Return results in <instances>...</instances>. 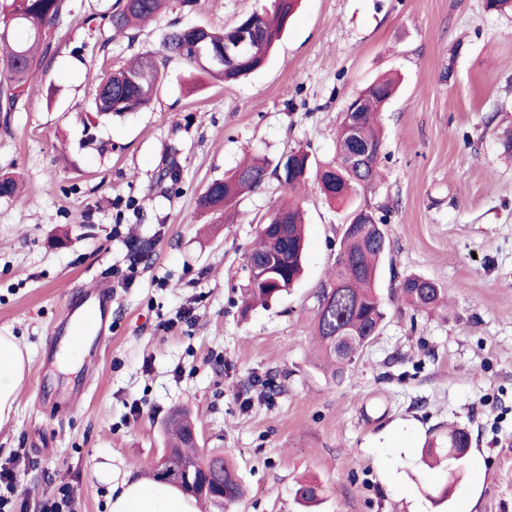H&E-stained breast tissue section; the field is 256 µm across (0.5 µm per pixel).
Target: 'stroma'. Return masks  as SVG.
Here are the masks:
<instances>
[{
    "label": "stroma",
    "mask_w": 512,
    "mask_h": 512,
    "mask_svg": "<svg viewBox=\"0 0 512 512\" xmlns=\"http://www.w3.org/2000/svg\"><path fill=\"white\" fill-rule=\"evenodd\" d=\"M115 0H67L47 63L0 112V332L31 363L0 463L14 461L26 512L66 485L74 512H108L102 467L147 471L176 407L200 444L224 452L246 488L209 512H303L298 480L321 483L317 512H512V12L485 0H299L267 65L223 84L173 58L150 108L99 119V79L158 49L175 27L221 29L270 0H170L138 29L104 22ZM401 83L384 108L382 177L337 203L309 181L301 280L268 307L242 312L246 255L271 205L274 176L234 222L205 213L206 186L245 158L276 163L303 148L336 151V121L377 77ZM178 184L164 180L167 167ZM386 214L378 284L386 319L343 379L313 341L317 294L349 212ZM148 241L128 274L130 239ZM420 275L448 291L417 312L395 292ZM113 286L110 338L60 368L51 332L71 296ZM272 388H264L265 380ZM471 435L460 479L419 462L428 432Z\"/></svg>",
    "instance_id": "35a3bbf8"
}]
</instances>
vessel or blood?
Instances as JSON below:
<instances>
[{"mask_svg":"<svg viewBox=\"0 0 512 512\" xmlns=\"http://www.w3.org/2000/svg\"><path fill=\"white\" fill-rule=\"evenodd\" d=\"M111 303V288L107 281H99L94 289L70 301L67 314L53 330L54 335L80 342L90 336H104Z\"/></svg>","mask_w":512,"mask_h":512,"instance_id":"obj_1","label":"vessel or blood"}]
</instances>
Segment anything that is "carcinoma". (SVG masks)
<instances>
[{"label": "carcinoma", "instance_id": "1", "mask_svg": "<svg viewBox=\"0 0 512 512\" xmlns=\"http://www.w3.org/2000/svg\"><path fill=\"white\" fill-rule=\"evenodd\" d=\"M67 0H0V112L16 110L22 88L44 64L51 53L47 41L49 31L63 15ZM298 0H274L272 10L242 16L232 27L222 31L178 28L163 37L161 49L146 52L132 63L102 77L97 85L94 108L97 116L122 117L148 107L159 79L157 57L178 58L195 64L196 43L224 52V43L237 32L246 30L245 53L221 66L204 69L211 78L222 82L236 81L261 69L282 30L293 15ZM168 0H117L115 10L107 17L116 31H125L138 22L153 18L167 7ZM393 82L380 79L359 92L363 98L362 119L354 126L345 113L336 127V152L332 161L312 168L309 153L299 147L290 150L277 162L272 174L279 184L293 193L309 179L311 170L323 194L338 202L349 201L370 186L377 178L383 141L378 133L379 114L388 103ZM371 148L359 170L347 166L352 142ZM267 176L260 162L243 164L224 179L212 181L198 198L200 210L234 217L232 208L247 191H254ZM387 215L370 210L355 231L342 233L335 265L326 284L317 296L314 332L318 341L319 359L331 370L335 379H342L355 363L357 353L377 335L386 318L384 304L377 290L379 264L387 248L381 247L386 237ZM305 236L302 213L287 199L272 209L265 224L259 228V241L246 256L249 283L246 306L266 304L288 291L302 269ZM397 292L417 311H431L444 302L445 290L436 282L419 275L404 278ZM343 344L336 343V335ZM193 427L189 414L173 410L164 423L167 462L153 465L148 474L156 481L188 493L200 504L236 503L244 497V487L236 469L224 462V490L200 491L204 468L215 452L197 447L187 430ZM468 434L457 426L429 432L422 456L448 461L447 472L455 474L463 465ZM323 497L319 483L299 482L295 498L303 505L315 504Z\"/></svg>", "mask_w": 512, "mask_h": 512}]
</instances>
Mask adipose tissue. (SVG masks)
Returning <instances> with one entry per match:
<instances>
[{"label":"adipose tissue","mask_w":512,"mask_h":512,"mask_svg":"<svg viewBox=\"0 0 512 512\" xmlns=\"http://www.w3.org/2000/svg\"><path fill=\"white\" fill-rule=\"evenodd\" d=\"M30 363L18 339L0 335V424L9 420ZM109 512H197L193 500L176 488L153 482L139 474L125 473L112 486Z\"/></svg>","instance_id":"obj_1"}]
</instances>
